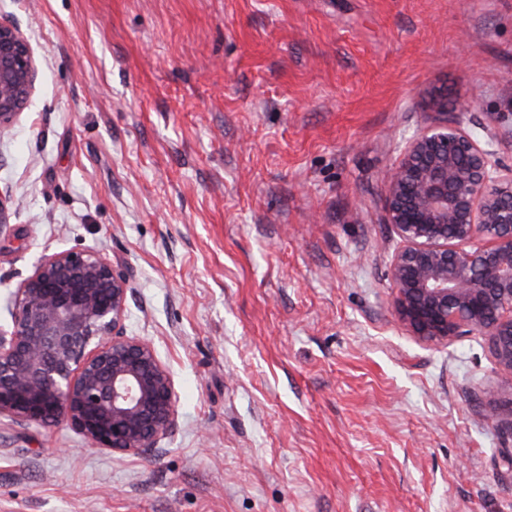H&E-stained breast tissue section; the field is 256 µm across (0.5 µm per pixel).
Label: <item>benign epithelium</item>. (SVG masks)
I'll list each match as a JSON object with an SVG mask.
<instances>
[{
    "mask_svg": "<svg viewBox=\"0 0 512 512\" xmlns=\"http://www.w3.org/2000/svg\"><path fill=\"white\" fill-rule=\"evenodd\" d=\"M37 64L21 28L0 17V138L28 107ZM470 130L442 112L409 138L386 177V215L401 242L387 277L392 310L420 340L488 338L512 375V167L497 157L496 118ZM19 202L0 188V237ZM130 283L92 249L41 257L0 324V419L67 424L90 444L144 457L177 426L172 373L128 334Z\"/></svg>",
    "mask_w": 512,
    "mask_h": 512,
    "instance_id": "obj_1",
    "label": "benign epithelium"
}]
</instances>
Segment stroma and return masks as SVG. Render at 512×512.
Masks as SVG:
<instances>
[{"label": "stroma", "instance_id": "obj_1", "mask_svg": "<svg viewBox=\"0 0 512 512\" xmlns=\"http://www.w3.org/2000/svg\"><path fill=\"white\" fill-rule=\"evenodd\" d=\"M38 63L0 139L22 207L0 318L39 258L128 277L178 427L142 459L0 422V512H512V375L392 311L385 177L436 115L498 116L512 0H0Z\"/></svg>", "mask_w": 512, "mask_h": 512}]
</instances>
